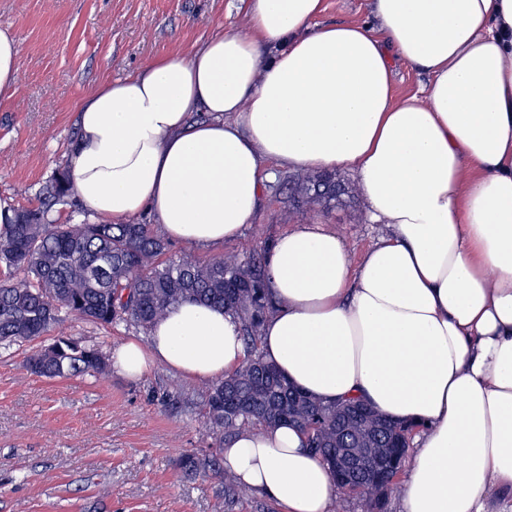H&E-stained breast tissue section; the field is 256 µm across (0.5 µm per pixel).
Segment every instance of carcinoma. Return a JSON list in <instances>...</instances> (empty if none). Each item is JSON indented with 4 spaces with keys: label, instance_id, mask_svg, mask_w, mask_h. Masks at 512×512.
<instances>
[{
    "label": "carcinoma",
    "instance_id": "carcinoma-1",
    "mask_svg": "<svg viewBox=\"0 0 512 512\" xmlns=\"http://www.w3.org/2000/svg\"><path fill=\"white\" fill-rule=\"evenodd\" d=\"M295 195L334 208L348 195L336 175L292 177ZM73 196L67 171L42 190L36 209H4L0 223V350L45 337L68 315L100 326L127 323L150 331L172 306L194 301L237 318L246 359L235 373L212 381L202 394L212 443L183 455L188 479H215L217 505L230 508L249 489L224 470L223 448L241 431L289 423L306 436V447L326 460L345 448L363 454L362 469H338L341 492L361 495L364 512H385L406 463L412 429L358 400L326 404L288 382L259 351L266 318L275 310L264 277L266 257L238 254L207 262L168 255V242L152 224H56L52 207ZM29 369L46 378L101 375L109 370L102 348L81 336H54L33 351Z\"/></svg>",
    "mask_w": 512,
    "mask_h": 512
}]
</instances>
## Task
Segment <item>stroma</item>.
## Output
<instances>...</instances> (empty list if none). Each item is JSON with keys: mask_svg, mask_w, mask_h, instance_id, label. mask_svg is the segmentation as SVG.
<instances>
[{"mask_svg": "<svg viewBox=\"0 0 512 512\" xmlns=\"http://www.w3.org/2000/svg\"><path fill=\"white\" fill-rule=\"evenodd\" d=\"M247 25L243 0H0V30L17 42L13 97L0 104V207L34 208L43 186L71 159L81 98L142 64L186 54L217 27ZM289 168L265 183L251 224L235 242L200 249L171 243L175 257L206 262L267 251L296 224H324L353 257L383 233L371 223L357 178L326 210L293 200ZM57 336H84L104 351L144 339L133 326L68 319ZM25 350L0 354V512H213L215 482L183 478L184 453L206 449L201 393L206 384L165 365L143 377L118 371L46 379L24 366Z\"/></svg>", "mask_w": 512, "mask_h": 512, "instance_id": "35a3bbf8", "label": "stroma"}]
</instances>
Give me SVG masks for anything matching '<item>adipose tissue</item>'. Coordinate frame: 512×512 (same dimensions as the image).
I'll list each match as a JSON object with an SVG mask.
<instances>
[{
  "mask_svg": "<svg viewBox=\"0 0 512 512\" xmlns=\"http://www.w3.org/2000/svg\"><path fill=\"white\" fill-rule=\"evenodd\" d=\"M370 2L372 23L319 26L322 0H248L246 30L101 85L68 179L91 212L147 211L209 247L251 222L265 164L353 169L385 232L357 259L325 225L281 233L262 354L323 402L415 427L401 512H512V0ZM398 60L430 75L424 97L395 96ZM244 358L238 320L193 301L112 356L133 379L161 363L214 380ZM224 468L282 512H334L294 427L241 431Z\"/></svg>",
  "mask_w": 512,
  "mask_h": 512,
  "instance_id": "ef3b65f1",
  "label": "adipose tissue"
}]
</instances>
